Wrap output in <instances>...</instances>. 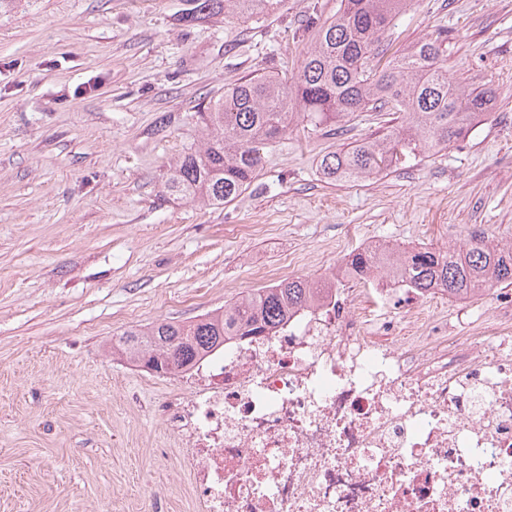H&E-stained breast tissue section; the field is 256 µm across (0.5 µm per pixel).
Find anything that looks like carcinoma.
Segmentation results:
<instances>
[{
    "instance_id": "1",
    "label": "carcinoma",
    "mask_w": 512,
    "mask_h": 512,
    "mask_svg": "<svg viewBox=\"0 0 512 512\" xmlns=\"http://www.w3.org/2000/svg\"><path fill=\"white\" fill-rule=\"evenodd\" d=\"M190 15L215 11L258 17L278 0H188ZM410 0H340L336 13L317 20L313 44L290 79L255 75L224 91L200 113L204 145L184 155L167 181L169 191L191 202L224 206L247 191L260 170V145L285 133L300 118L314 129L355 112L401 113L404 124L383 136L324 155L322 172L336 181L379 174L420 153L465 138L496 98L490 84L453 81L443 59V40L425 38L398 56H387L382 36ZM381 263L422 293L435 290L455 299L512 284V246L492 244L482 233L463 249L371 246L352 251L345 271L353 279L374 274ZM336 287V278H288L237 299L190 324L157 321L130 328L112 349L155 372L193 368L224 343L268 333L299 311L317 306Z\"/></svg>"
}]
</instances>
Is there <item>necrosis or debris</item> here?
Masks as SVG:
<instances>
[{"label":"necrosis or debris","mask_w":512,"mask_h":512,"mask_svg":"<svg viewBox=\"0 0 512 512\" xmlns=\"http://www.w3.org/2000/svg\"><path fill=\"white\" fill-rule=\"evenodd\" d=\"M388 345L339 288L186 375L168 418L200 512H512V313L449 349L408 286Z\"/></svg>","instance_id":"4bbe7bcc"}]
</instances>
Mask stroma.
<instances>
[{"mask_svg": "<svg viewBox=\"0 0 512 512\" xmlns=\"http://www.w3.org/2000/svg\"><path fill=\"white\" fill-rule=\"evenodd\" d=\"M186 22L187 0H0V512H198L164 407L184 386L113 357V336L179 323L267 287L262 270L331 276L367 245L512 242V0H411L399 54L447 33L451 78L496 100L465 139L356 183L324 154L384 132L359 112L338 134L293 124L226 206L166 187L208 102L240 78L294 74L313 6ZM512 286L425 305L449 336Z\"/></svg>", "mask_w": 512, "mask_h": 512, "instance_id": "obj_1", "label": "stroma"}]
</instances>
